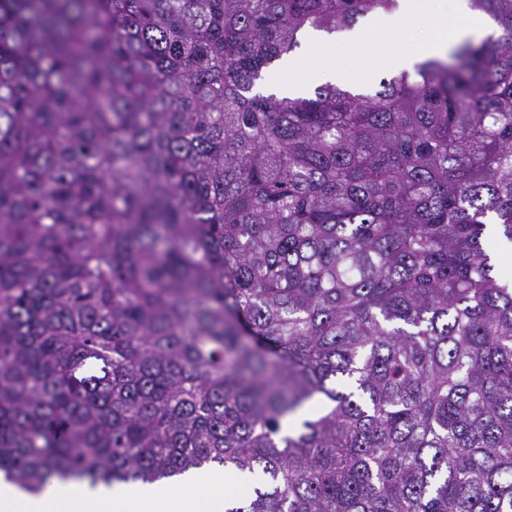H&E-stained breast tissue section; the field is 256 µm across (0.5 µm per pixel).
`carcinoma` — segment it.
Listing matches in <instances>:
<instances>
[{"mask_svg":"<svg viewBox=\"0 0 512 512\" xmlns=\"http://www.w3.org/2000/svg\"><path fill=\"white\" fill-rule=\"evenodd\" d=\"M371 91H258L398 0H0V473L225 512H512V0Z\"/></svg>","mask_w":512,"mask_h":512,"instance_id":"1","label":"carcinoma"}]
</instances>
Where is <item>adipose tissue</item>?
<instances>
[{
    "label": "adipose tissue",
    "instance_id": "obj_1",
    "mask_svg": "<svg viewBox=\"0 0 512 512\" xmlns=\"http://www.w3.org/2000/svg\"><path fill=\"white\" fill-rule=\"evenodd\" d=\"M224 471L191 472L167 491L90 485L51 477L41 493L0 482V512H224Z\"/></svg>",
    "mask_w": 512,
    "mask_h": 512
}]
</instances>
